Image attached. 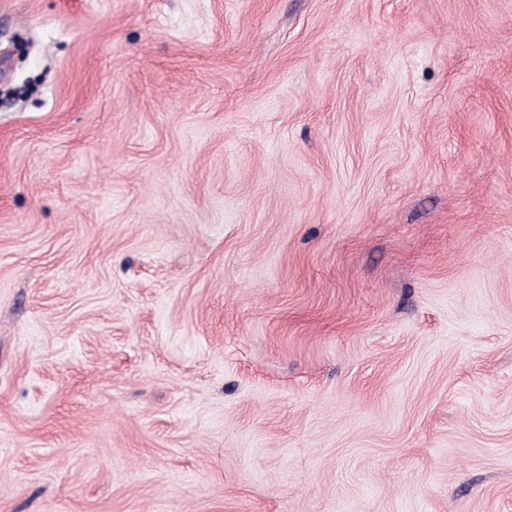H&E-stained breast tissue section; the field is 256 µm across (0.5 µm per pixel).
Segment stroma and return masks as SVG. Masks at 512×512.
Instances as JSON below:
<instances>
[{
    "instance_id": "stroma-1",
    "label": "stroma",
    "mask_w": 512,
    "mask_h": 512,
    "mask_svg": "<svg viewBox=\"0 0 512 512\" xmlns=\"http://www.w3.org/2000/svg\"><path fill=\"white\" fill-rule=\"evenodd\" d=\"M0 512H512V0H0Z\"/></svg>"
}]
</instances>
